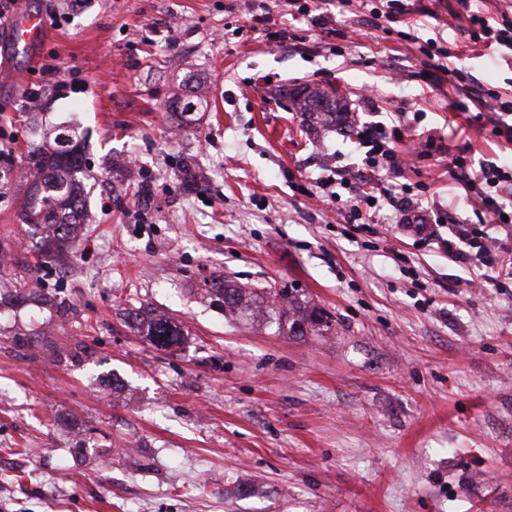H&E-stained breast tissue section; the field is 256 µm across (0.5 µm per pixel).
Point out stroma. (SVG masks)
<instances>
[{
  "label": "stroma",
  "mask_w": 512,
  "mask_h": 512,
  "mask_svg": "<svg viewBox=\"0 0 512 512\" xmlns=\"http://www.w3.org/2000/svg\"><path fill=\"white\" fill-rule=\"evenodd\" d=\"M51 18L39 51L0 58V512H512V280L436 245L333 223L303 189L363 151L335 121L304 127L289 94L338 89L353 121L414 123L403 183L461 223L476 216L448 156L512 168V144L424 91L402 24L318 0L336 35L273 10L277 43L235 34L248 0H27ZM421 39L457 46L474 86L512 87L499 53L468 44L447 5L408 0ZM356 27L359 38L339 37ZM53 63L56 76L41 64ZM205 112L178 121L176 98ZM84 145L78 232L43 248L22 220L35 156L56 129ZM134 156L139 176L117 166ZM289 290L333 318L289 337L224 314L205 284ZM139 310L179 324L151 344ZM251 487L249 496L238 487ZM132 320L137 324L143 336L154 345L160 347H171L181 345L185 341V334L181 327L164 317L140 318V315L133 313ZM170 332V335H167Z\"/></svg>",
  "instance_id": "obj_1"
}]
</instances>
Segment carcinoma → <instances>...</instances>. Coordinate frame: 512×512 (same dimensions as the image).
I'll list each match as a JSON object with an SVG mask.
<instances>
[{
  "instance_id": "cac0c4a2",
  "label": "carcinoma",
  "mask_w": 512,
  "mask_h": 512,
  "mask_svg": "<svg viewBox=\"0 0 512 512\" xmlns=\"http://www.w3.org/2000/svg\"><path fill=\"white\" fill-rule=\"evenodd\" d=\"M290 102L295 111L316 117L334 113L338 107L336 96L329 95L320 87H304L290 96ZM82 163L78 140L66 130L54 132L53 144L43 151V162L37 171L39 207H32L25 213V223L44 224L62 239L74 233L79 224L80 206L76 174L80 172ZM206 291L224 311L240 317L262 312L266 322L276 325L278 332L289 336H303L308 331H328L332 326L330 315L322 309L285 292L279 294V300L275 301L263 291L241 288L225 279L211 281ZM132 320L142 335L156 346L166 348L185 341L181 327L164 317L142 319L135 313Z\"/></svg>"
}]
</instances>
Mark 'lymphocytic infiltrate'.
Returning <instances> with one entry per match:
<instances>
[{"label":"lymphocytic infiltrate","mask_w":512,"mask_h":512,"mask_svg":"<svg viewBox=\"0 0 512 512\" xmlns=\"http://www.w3.org/2000/svg\"><path fill=\"white\" fill-rule=\"evenodd\" d=\"M469 23L468 35L474 43L483 44L492 50L512 52V15L501 12L499 17L485 15L474 8L471 0H457ZM459 98L454 107L466 112L470 107L482 105L484 99L497 101L499 111L491 117L492 132L512 143V98L499 91L487 94L474 92L470 87L457 88ZM404 125H363L353 132L352 141L363 149L367 171L358 173L356 180L338 176L336 180L317 179L309 197L317 200L336 202L337 219L366 229L368 219L376 211L390 209L399 213L397 224L405 235L415 242H431L449 257L477 260L486 267L512 270V247L507 246L492 229L504 226L506 219H512V207L505 200L512 196V170H505L495 164L472 168L466 150H459L448 161V170L453 177L464 181L470 198L481 218L479 224H452L448 215L424 207L421 199L415 198L408 185H394V177L400 176L396 145L404 138ZM421 217L420 223H407L408 213Z\"/></svg>","instance_id":"obj_1"}]
</instances>
